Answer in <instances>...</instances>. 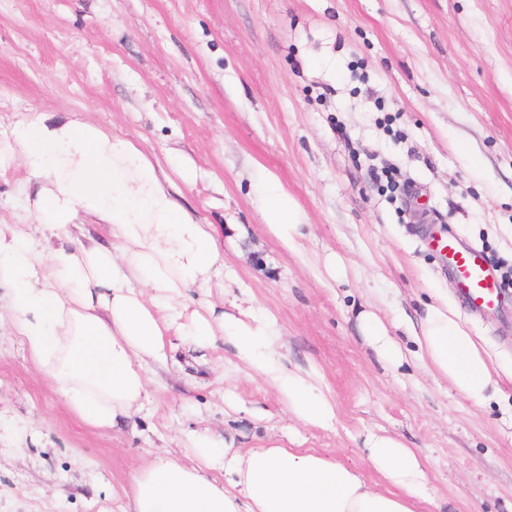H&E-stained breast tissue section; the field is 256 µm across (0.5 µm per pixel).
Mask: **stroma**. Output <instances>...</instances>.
Wrapping results in <instances>:
<instances>
[{
  "label": "stroma",
  "mask_w": 512,
  "mask_h": 512,
  "mask_svg": "<svg viewBox=\"0 0 512 512\" xmlns=\"http://www.w3.org/2000/svg\"><path fill=\"white\" fill-rule=\"evenodd\" d=\"M35 112L86 117L143 152L215 228L213 301L274 319L336 422L290 419L262 378L228 370L229 348L170 332L149 409L93 429L0 333V512H124L135 473L184 457L182 432L199 427L242 449L300 443L383 491L364 445L381 430L424 459L433 500L417 512H512V326L462 306L424 237L449 226L512 267V0H0V142ZM387 167L399 190L376 181ZM264 173L302 211L303 251L266 231ZM36 190L18 152L1 154L0 224L24 223ZM438 295L500 366L485 405L416 357ZM364 310L389 324L401 365L366 344Z\"/></svg>",
  "instance_id": "35a3bbf8"
}]
</instances>
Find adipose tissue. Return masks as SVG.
I'll use <instances>...</instances> for the list:
<instances>
[{"label": "adipose tissue", "mask_w": 512, "mask_h": 512, "mask_svg": "<svg viewBox=\"0 0 512 512\" xmlns=\"http://www.w3.org/2000/svg\"><path fill=\"white\" fill-rule=\"evenodd\" d=\"M21 164L44 180L32 224L0 225V327L20 339L80 420L111 428L152 398L148 367L166 357L177 329L198 346L223 339L239 364L277 392L296 421L331 428L335 406L313 372L291 364L272 321L230 302L183 319L189 289L208 292L224 265L210 225L164 186L153 163L128 139L75 119L49 125L35 116L18 134ZM260 209L265 227L294 250L303 217L274 175ZM106 225L107 243L46 249L47 233L70 237L74 214ZM367 343L386 361L403 359L385 321L363 312ZM416 341L420 357L475 405L497 388L493 361L446 300L427 305ZM186 460L156 457L134 477L126 512H415L431 498L419 454L384 433L368 432L372 467L390 489L374 490L353 468L307 448L240 450L209 429L183 435Z\"/></svg>", "instance_id": "1"}]
</instances>
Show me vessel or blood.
<instances>
[{"mask_svg": "<svg viewBox=\"0 0 512 512\" xmlns=\"http://www.w3.org/2000/svg\"><path fill=\"white\" fill-rule=\"evenodd\" d=\"M436 243L448 262L457 295L471 312L505 308L500 283L482 249L465 244L451 233L437 237Z\"/></svg>", "mask_w": 512, "mask_h": 512, "instance_id": "b4317fda", "label": "vessel or blood"}]
</instances>
